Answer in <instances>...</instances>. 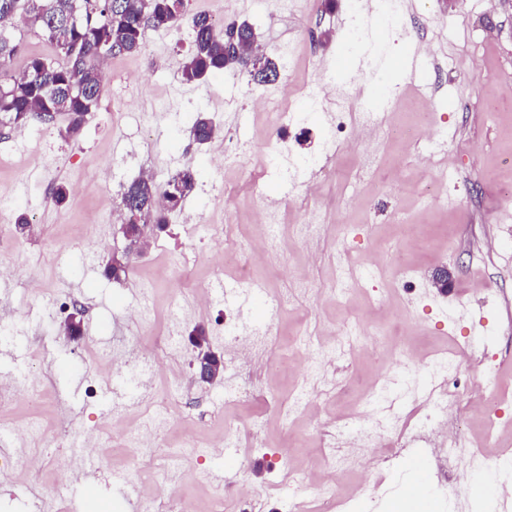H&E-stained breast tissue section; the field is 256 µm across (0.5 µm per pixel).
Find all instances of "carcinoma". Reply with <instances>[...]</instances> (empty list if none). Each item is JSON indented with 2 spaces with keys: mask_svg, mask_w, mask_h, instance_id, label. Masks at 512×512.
Segmentation results:
<instances>
[{
  "mask_svg": "<svg viewBox=\"0 0 512 512\" xmlns=\"http://www.w3.org/2000/svg\"><path fill=\"white\" fill-rule=\"evenodd\" d=\"M75 0H36L25 20L55 47L60 59L41 55L27 58L24 71L6 82L0 81V122L18 127L38 119L50 121L64 116L67 137L77 136L88 116L96 109L104 91L101 64L113 54L141 52L146 28L171 29L185 19V9L176 7L184 0H84L85 17L73 23ZM16 0H0V65L11 61L22 50L21 39L13 32L20 12ZM192 48L182 65V81L199 83L212 73L236 65L249 69L254 83L268 85L279 77L275 62L267 57L264 67L252 66L251 52L258 44L256 29L241 27L234 42L224 28H218L207 14L191 18ZM220 128L213 117L200 112L192 132L200 141H211ZM197 183L194 169L187 167L161 189L142 178L130 183L124 196L133 200L138 211H128L129 231L136 232L137 220L150 214L158 224L167 223L164 212L181 207Z\"/></svg>",
  "mask_w": 512,
  "mask_h": 512,
  "instance_id": "carcinoma-1",
  "label": "carcinoma"
}]
</instances>
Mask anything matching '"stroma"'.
<instances>
[{
	"label": "stroma",
	"mask_w": 512,
	"mask_h": 512,
	"mask_svg": "<svg viewBox=\"0 0 512 512\" xmlns=\"http://www.w3.org/2000/svg\"><path fill=\"white\" fill-rule=\"evenodd\" d=\"M403 22L375 28L374 0H185L187 15L205 13L221 23L254 24L266 53L280 68L278 83L255 85L246 70L230 68L198 84L180 79L192 44L189 23L173 29L147 28L144 48L134 56L109 57L110 73L96 112L73 139L63 134L65 118L33 121L0 132V348L13 347L17 361H0V383L17 397L0 403V432L34 426L27 444V468L0 476V512H15L37 501L42 512H70L69 502L52 501L46 490L68 480L72 468L89 463L101 484L87 512H120L114 482L136 462L151 467L157 494L138 499V512H169L178 497L187 512H212L226 491L248 484L255 491L243 512H295L299 498H314L316 484L282 485L274 462L318 463V420L355 414L369 400L370 384L384 378L391 423L372 444L381 455L391 428L401 425L425 400L430 379L414 385L401 364L402 353L455 351L467 345L482 358L446 382L457 399L454 431L468 446L484 444L471 412L499 391L512 389V0H397ZM368 34L355 43L351 29ZM417 45L427 48L425 71L415 75L399 63ZM353 69L342 86L327 70L337 57ZM379 81L392 88L382 109L383 125H404L436 134L448 159L449 178L417 161L410 140L379 134L375 158L348 148L333 163L302 168L283 201L276 224L257 222L267 203L259 189L280 182L276 149L294 159L317 155L331 144L324 119L326 99L308 101L322 87L342 98L349 111L362 110L364 87ZM292 93L282 107L295 120L285 138L269 139L275 115L253 99ZM211 113L221 132L250 144L248 156L224 161L215 143L196 144L190 128L196 113ZM194 167L197 187L172 213L166 231L152 233L145 251L132 249L120 231L126 219L123 193L152 169L164 185L185 167ZM441 189L429 204L422 191ZM72 189L65 204L52 190ZM321 215L309 244L293 227L308 211ZM34 227L30 237L15 231L19 214ZM237 225L248 237L276 233L282 243L255 267L253 281L287 302L271 321L268 365L238 368L225 341L224 319L236 314L218 283L234 279L220 251L224 227ZM121 260L127 274L108 278L104 268ZM381 267L374 279L359 277L364 262ZM356 270L344 291H333L338 264ZM447 267L450 288H431L432 274ZM207 293L206 309L196 300ZM64 301L79 313L80 333H64L55 311ZM204 328L209 347L224 370L212 384L192 379L189 336ZM339 332L365 344L355 357L338 355L332 382L319 386L314 412L295 422L275 413L300 381L308 360L300 339ZM177 333L181 356L168 359L151 379L166 403L169 423L155 438L153 452L141 455L136 423L146 401L128 388L114 399L116 378H133L130 363L148 348L163 349ZM249 385L247 398L231 404L229 384ZM266 420L262 447L228 437L224 425L246 428L250 418ZM93 437L111 449L98 457L85 446ZM215 453L197 455L198 444ZM413 478L406 458L390 470L369 471L363 497L351 499L357 475L336 485L346 512H389V501ZM470 481L431 467L426 495L436 512H475Z\"/></svg>",
	"instance_id": "stroma-1"
}]
</instances>
